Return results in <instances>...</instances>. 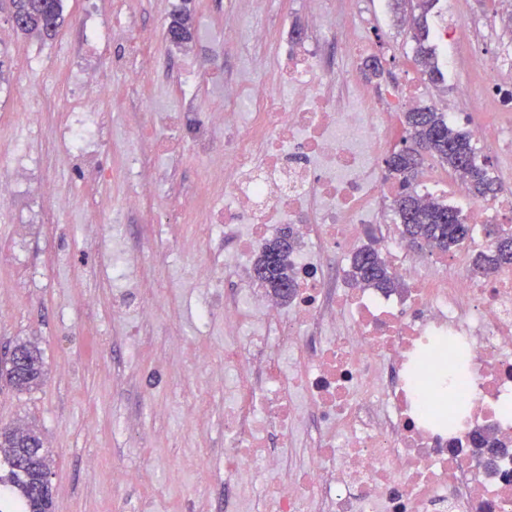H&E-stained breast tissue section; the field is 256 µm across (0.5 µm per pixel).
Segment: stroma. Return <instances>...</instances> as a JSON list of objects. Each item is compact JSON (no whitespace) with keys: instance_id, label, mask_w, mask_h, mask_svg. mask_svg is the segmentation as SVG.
I'll use <instances>...</instances> for the list:
<instances>
[{"instance_id":"1","label":"stroma","mask_w":512,"mask_h":512,"mask_svg":"<svg viewBox=\"0 0 512 512\" xmlns=\"http://www.w3.org/2000/svg\"><path fill=\"white\" fill-rule=\"evenodd\" d=\"M476 26L492 25L500 41L512 42V0H455ZM102 27L131 23L143 28L157 47H164L163 32L172 14L187 8L193 17V37L188 51L201 53V32L223 34L224 21L235 10V0H97ZM381 35L373 51L376 67H364L374 87L404 83L418 74L416 41L409 24L414 4L393 0H364ZM291 27L300 36L309 33L305 0H274L271 11L252 15L245 31L260 36L266 52H273L278 33ZM468 35L449 42L458 63L445 71L441 83L423 82L420 106L444 111L448 97L460 83L474 80L475 71L465 55ZM500 41L489 42L498 49ZM30 36L17 34L7 11L0 10V54L8 62L0 67V85L16 98L38 90L42 76L19 74L10 64ZM153 83L150 102L136 93H124V108L113 111L114 137L102 147V162L112 169V181L89 188L81 174L70 177L75 197L102 195L119 199L126 191L123 177L127 153L138 150L141 139L128 135L129 111H140L149 129H167V116L181 104L180 90L170 81L147 74ZM191 216L179 211L168 241H159L162 227L144 224L141 214L129 215L125 227L130 251L153 252L146 273L168 279L169 296L181 311L180 332L168 333L158 320L149 349L135 352L136 336L128 325L112 319V270L100 265L96 245L84 239L82 213L73 207L59 224H46L23 243L18 263L0 264V299L10 303L0 313V352L19 341H30L41 351L44 381L29 392H18L0 382V427L36 428L53 460L50 482L53 512H124L126 501L156 496L166 491V512H178L201 491L198 465L203 455L220 458L224 450V382L220 377L198 376L184 360L188 348L220 349L224 328L213 325L208 335H197L193 308L203 289L178 276V269L202 260L205 244L192 238ZM95 296L87 307L82 296ZM208 397L213 411L203 424L183 417L193 398ZM145 470L152 474L149 487H116L115 473Z\"/></svg>"}]
</instances>
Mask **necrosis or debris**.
Listing matches in <instances>:
<instances>
[{"mask_svg":"<svg viewBox=\"0 0 512 512\" xmlns=\"http://www.w3.org/2000/svg\"><path fill=\"white\" fill-rule=\"evenodd\" d=\"M352 25L331 20L330 0H309L315 41L283 32L272 59L257 57L248 81H220L205 111H197L204 74L222 71L229 45L187 55L177 73L183 105L170 134L154 137L138 115L130 131L148 156L131 155L132 188L116 203L87 208L85 224H122L158 189L200 213L199 233L211 244L191 270L205 288L194 311L198 330L223 323L224 346L193 348L201 374L224 375V454L206 462L202 480L224 484V512H512V417L497 404L512 399V265L485 272L473 266L472 244L450 256L416 250L386 220L390 194L380 165L402 109L421 93L411 78L397 92L366 82L361 62L372 49V28L360 0H346ZM83 46L64 48V74L75 103L68 124L50 127L43 96L25 105L21 120L33 134L64 146L54 159L30 161L25 143L0 129V155L13 158L0 179V203L33 230L61 201L48 164L78 171L90 186L111 182L100 161L112 115L86 121L82 91L98 63L120 54L123 85L147 97L144 68L168 78L165 55L133 25L102 32L96 11L79 23ZM338 47L336 55L322 44ZM476 81L456 86L454 101L512 111V50L468 46ZM249 110L251 125L238 116ZM205 165L192 191L174 182L185 154ZM450 199L468 223L496 224L512 234V197L475 202L465 184L450 183ZM292 229L297 286L289 302L257 293L250 280L262 244ZM380 248L404 281L396 294L352 285L347 261L363 245ZM141 254L112 261V318L139 327L155 323L153 287L132 281ZM463 341L471 392L445 396L458 412L454 426L423 411L417 378L423 355L439 341ZM490 431L501 446L474 459L469 435Z\"/></svg>","mask_w":512,"mask_h":512,"instance_id":"obj_1","label":"necrosis or debris"}]
</instances>
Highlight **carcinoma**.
Listing matches in <instances>:
<instances>
[{"label":"carcinoma","mask_w":512,"mask_h":512,"mask_svg":"<svg viewBox=\"0 0 512 512\" xmlns=\"http://www.w3.org/2000/svg\"><path fill=\"white\" fill-rule=\"evenodd\" d=\"M13 30L21 35L51 39L64 22L63 0H6ZM190 16L179 14L169 23L165 40L179 46L174 37L191 38ZM427 35L416 38V63L428 79H443L431 47L425 45ZM404 151H394L385 159L388 175L397 179L399 190L393 209L402 227V235L442 253L456 250L467 242L473 228L465 223L461 212L443 202L422 203L413 187L417 168L427 154L442 162L455 177L463 179L475 198L496 191V181L486 166L479 162L471 136L448 124L445 113L432 108H415L404 113ZM493 249L479 254L474 265L484 271L494 265L512 264V235L496 231ZM297 244L291 230L281 231L266 242L257 255L253 268L270 267L269 276L260 284L274 296L283 284L294 287L288 255ZM351 277L363 288L395 291L403 281L391 270L381 254L363 249L353 258ZM43 377L41 353L36 345L20 342L0 356V378L19 392L38 387ZM50 459L44 452L39 432L0 429V507L5 512H52Z\"/></svg>","instance_id":"carcinoma-1"}]
</instances>
